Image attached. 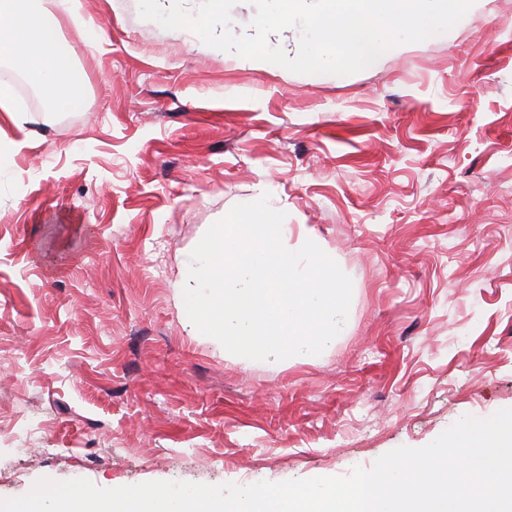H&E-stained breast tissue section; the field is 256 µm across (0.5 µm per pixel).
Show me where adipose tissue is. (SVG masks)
<instances>
[{"label":"adipose tissue","mask_w":512,"mask_h":512,"mask_svg":"<svg viewBox=\"0 0 512 512\" xmlns=\"http://www.w3.org/2000/svg\"><path fill=\"white\" fill-rule=\"evenodd\" d=\"M0 52L35 79L53 111L72 106L79 73L57 45L43 12L25 0H0Z\"/></svg>","instance_id":"1"}]
</instances>
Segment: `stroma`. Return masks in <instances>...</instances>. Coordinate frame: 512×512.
<instances>
[{"label":"stroma","mask_w":512,"mask_h":512,"mask_svg":"<svg viewBox=\"0 0 512 512\" xmlns=\"http://www.w3.org/2000/svg\"><path fill=\"white\" fill-rule=\"evenodd\" d=\"M54 20L68 111L0 57L38 118L0 168V498L345 476L512 408V0L341 80L251 68L138 0ZM260 193L287 249L352 280L311 362L190 333L185 257Z\"/></svg>","instance_id":"35a3bbf8"}]
</instances>
